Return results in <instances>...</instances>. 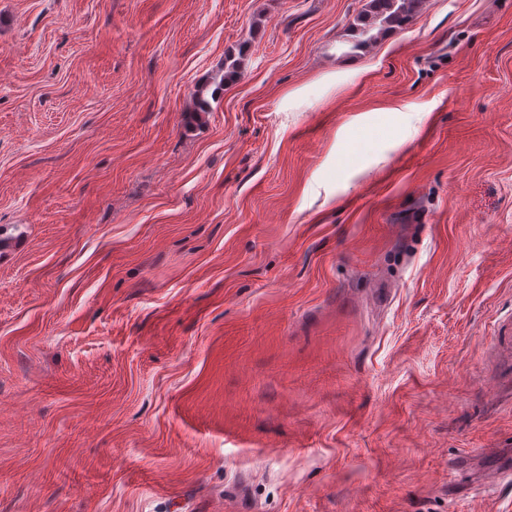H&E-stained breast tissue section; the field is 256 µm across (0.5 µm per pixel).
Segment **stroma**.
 Instances as JSON below:
<instances>
[{
	"instance_id": "35a3bbf8",
	"label": "stroma",
	"mask_w": 512,
	"mask_h": 512,
	"mask_svg": "<svg viewBox=\"0 0 512 512\" xmlns=\"http://www.w3.org/2000/svg\"><path fill=\"white\" fill-rule=\"evenodd\" d=\"M362 5L0 0V512H512V0ZM423 0H368L357 14L351 50L360 51L371 45L377 38L372 33L377 22L380 31L404 30L417 18Z\"/></svg>"
}]
</instances>
